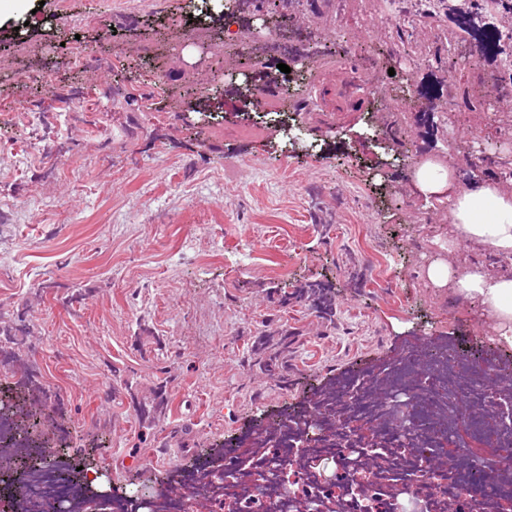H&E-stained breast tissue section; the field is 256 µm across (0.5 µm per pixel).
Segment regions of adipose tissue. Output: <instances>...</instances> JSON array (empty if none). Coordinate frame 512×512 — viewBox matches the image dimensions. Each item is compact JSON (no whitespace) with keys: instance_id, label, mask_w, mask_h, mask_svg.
<instances>
[{"instance_id":"ef3b65f1","label":"adipose tissue","mask_w":512,"mask_h":512,"mask_svg":"<svg viewBox=\"0 0 512 512\" xmlns=\"http://www.w3.org/2000/svg\"><path fill=\"white\" fill-rule=\"evenodd\" d=\"M413 196L426 206L447 205L455 234L449 248L468 243L498 257L512 259V194L498 182L485 180L474 189L457 188V172L438 156L419 161L409 178ZM427 279L438 288L478 304L488 315L499 344L512 347V272L481 266L459 269L435 259L425 268Z\"/></svg>"}]
</instances>
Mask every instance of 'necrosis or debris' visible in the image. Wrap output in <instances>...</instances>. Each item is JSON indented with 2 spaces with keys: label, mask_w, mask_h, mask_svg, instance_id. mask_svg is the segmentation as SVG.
<instances>
[{
  "label": "necrosis or debris",
  "mask_w": 512,
  "mask_h": 512,
  "mask_svg": "<svg viewBox=\"0 0 512 512\" xmlns=\"http://www.w3.org/2000/svg\"><path fill=\"white\" fill-rule=\"evenodd\" d=\"M496 362L489 353L452 369L444 361L420 363L410 349L390 369L363 368L336 389L340 416L316 418L331 429L344 421L346 436L303 447L307 427L299 417L255 429L225 448L222 472L205 460L185 475L176 492L164 495L163 512H283V504L317 495L324 512H398L387 493L395 469L410 474L406 492L434 502L433 512H463L474 494L489 492L490 470L512 457V400L478 379ZM464 402L479 410L456 420ZM462 452L467 462L449 471V460ZM323 459L332 465L327 477ZM80 496L67 461L57 459L16 481L9 512H54L60 501Z\"/></svg>",
  "instance_id": "1"
}]
</instances>
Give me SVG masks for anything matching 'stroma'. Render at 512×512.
Returning <instances> with one entry per match:
<instances>
[{"label": "stroma", "mask_w": 512, "mask_h": 512, "mask_svg": "<svg viewBox=\"0 0 512 512\" xmlns=\"http://www.w3.org/2000/svg\"><path fill=\"white\" fill-rule=\"evenodd\" d=\"M223 4L17 0L0 19V313H25L22 353L59 389L58 425L74 439L109 434L91 462L119 489L166 485L199 455L421 340L512 362L471 302L425 276L439 257L464 268L490 256L443 250L447 207L403 193L409 166L384 165L368 139L374 116L412 131L421 153H447V113L420 117L399 86L452 103L485 80L431 57L460 36L459 15L416 23L392 74L401 48L390 28L406 24L409 0H314L307 17L324 44L306 68V106L257 113L240 92L209 95L211 75L198 105L182 93L197 53L183 29ZM341 28L368 42L370 59L335 45ZM357 69L376 84L359 107L340 92ZM118 73L135 99L123 126L112 118ZM284 118L305 129L303 146L278 131ZM306 281L334 288V323L268 297ZM75 291L85 298L72 305ZM265 322L290 334L284 387L247 362ZM124 378L170 381V413L148 439Z\"/></svg>", "instance_id": "35a3bbf8"}]
</instances>
